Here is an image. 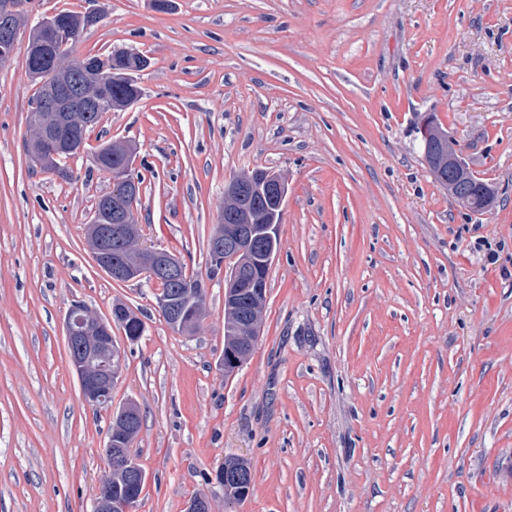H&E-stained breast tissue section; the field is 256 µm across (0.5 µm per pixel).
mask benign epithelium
I'll return each mask as SVG.
<instances>
[{"label":"benign epithelium","instance_id":"7a95c632","mask_svg":"<svg viewBox=\"0 0 512 512\" xmlns=\"http://www.w3.org/2000/svg\"><path fill=\"white\" fill-rule=\"evenodd\" d=\"M34 6L35 0H0L1 65L16 58V34ZM70 28L69 21L52 15L31 29L22 57L24 67L31 68L33 61L41 63L56 59L58 48L67 42ZM101 70L98 62L86 60L80 74L72 77L57 75L53 81L43 84L39 107L31 115L41 143L31 155L41 167H49L61 154L81 149L66 138L81 121V116L65 108L67 97H79L101 112H117L130 107L127 102L112 99L107 91V81L98 77ZM419 132L424 142L437 146L441 161L448 164V169L462 176L468 175L469 166L454 137L437 131L429 118L424 119ZM108 149L112 157L121 160V165L112 170L113 191L100 200V205L112 215L113 238H108L100 225H89L88 242L95 263L114 280L181 283V260L164 249L142 244L141 233L132 227L131 213L141 190L138 179L132 174L135 148L130 144L119 148L112 144ZM267 184L278 195V205H283L288 188L283 177L275 171L268 172L261 181L232 178L225 184L223 211L232 214L235 223L226 225L224 234L214 236L211 241V249L224 256V304L227 310L235 311L240 307L245 288L250 304L249 311L236 324V352L230 353L231 368L224 370L229 377L248 359L255 346L262 322L258 308L267 298L266 290L246 280L245 271L253 263L271 266L280 229L278 224L253 223L249 213L242 212L240 200L248 190ZM159 308L165 310L171 329L180 332L190 325L185 307L161 298ZM114 318L113 313L102 318L82 305H74L65 316L63 330L67 343L75 346L71 363L83 400L92 406L112 409V430L105 445L106 456L111 462L109 473L118 472L131 486L137 487L146 480V473L130 451L137 417L134 403L112 407V386L120 379L124 365L123 352L109 340ZM104 487L103 483L98 486L95 512H133L131 500L114 499Z\"/></svg>","mask_w":512,"mask_h":512}]
</instances>
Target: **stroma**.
Masks as SVG:
<instances>
[{"instance_id": "1", "label": "stroma", "mask_w": 512, "mask_h": 512, "mask_svg": "<svg viewBox=\"0 0 512 512\" xmlns=\"http://www.w3.org/2000/svg\"><path fill=\"white\" fill-rule=\"evenodd\" d=\"M74 54L147 57L140 100L105 113L64 180L25 149L35 91L0 67V512H92L110 411L86 404L72 304L130 307L113 405L135 402L147 479L133 512H512V0H97ZM434 114L496 200L458 206L423 159ZM137 147L144 244L203 283L193 334L159 284L113 281L86 228L111 192L92 155ZM288 184L260 336L224 375V277L208 242L224 186ZM250 460L232 504L213 480ZM239 464V468L242 472V478H240L238 482L226 483L224 481V495L228 500L235 496H246L247 499L248 492L251 495L254 490V474L252 472L250 461L243 458Z\"/></svg>"}]
</instances>
